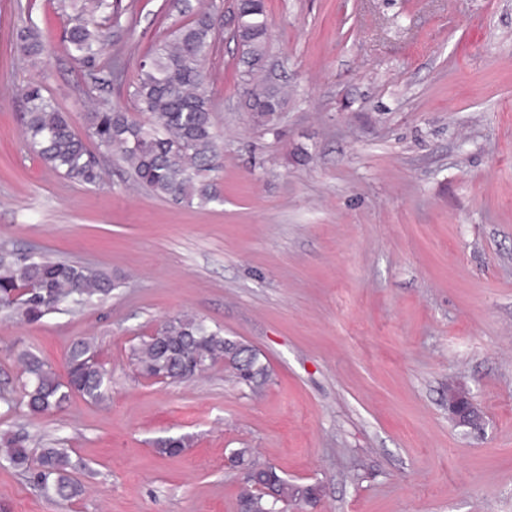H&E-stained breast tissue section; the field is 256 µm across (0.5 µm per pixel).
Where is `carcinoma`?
<instances>
[{"instance_id":"cac0c4a2","label":"carcinoma","mask_w":512,"mask_h":512,"mask_svg":"<svg viewBox=\"0 0 512 512\" xmlns=\"http://www.w3.org/2000/svg\"><path fill=\"white\" fill-rule=\"evenodd\" d=\"M63 12L73 11V23L63 41L73 63L85 73V96L91 100L122 82L119 60L103 63L105 50L97 16L116 23L121 17L115 0H60ZM218 15L211 9L176 28L141 61L131 93L135 111L150 121L135 119L120 107L102 106L86 115L87 137L74 130L71 116L44 94L40 82L28 84L23 96L24 137L29 149L44 166L85 185L102 180L98 157L86 139L103 153L116 152L137 181L156 195L176 204L206 206L220 200L210 173L221 166L211 99V83L204 64L216 48ZM235 38L244 48L241 82L253 118L264 124L281 111L282 95L265 81L256 79L265 59L268 20L264 0H239ZM17 49L37 60L52 53L35 27L16 32ZM118 277L108 271L78 263L53 260L46 254L0 253V308L11 309L29 322L40 320L66 301L83 304L96 297L104 300L118 287ZM229 359L234 378L249 387L267 379V369L257 354L209 327L197 316L182 314L166 320L158 337H144L133 347L131 359L145 378L163 377L170 383L184 382L203 373L214 363ZM23 367L21 404L32 417L48 415L63 407L73 395L91 403L103 401L110 389V375L99 360L97 347L78 341L66 358V379L33 354L19 357ZM30 433L4 432L0 457L13 468L30 474L44 493L70 500L81 492L71 471L65 448H45L31 460L27 448ZM189 444L185 436H172L157 443L162 455L177 454ZM234 456L252 467L257 483L270 494L240 496L237 512H277V506L315 498L311 485L292 483L276 470L250 459V449L238 448Z\"/></svg>"}]
</instances>
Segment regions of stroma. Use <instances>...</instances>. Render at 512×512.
Here are the masks:
<instances>
[{"instance_id":"obj_1","label":"stroma","mask_w":512,"mask_h":512,"mask_svg":"<svg viewBox=\"0 0 512 512\" xmlns=\"http://www.w3.org/2000/svg\"><path fill=\"white\" fill-rule=\"evenodd\" d=\"M236 0H121L107 96L131 109L140 61L199 9L223 22L206 63L224 153L221 202L178 206L104 157L65 179L23 140L20 86L42 82L85 134L84 76L57 0H0V250L37 248L116 274L111 298L29 323L0 313V432L36 430L82 463L62 502L0 460V512H237L233 450L316 486L298 512H512V0H265L266 69L288 88L254 122L233 37ZM52 44L31 60L17 29ZM250 346L258 390L224 364L164 384L130 349L167 319ZM95 338L108 397L20 407L27 351L65 374ZM469 392L480 428L448 415ZM185 435L167 456L157 440Z\"/></svg>"}]
</instances>
